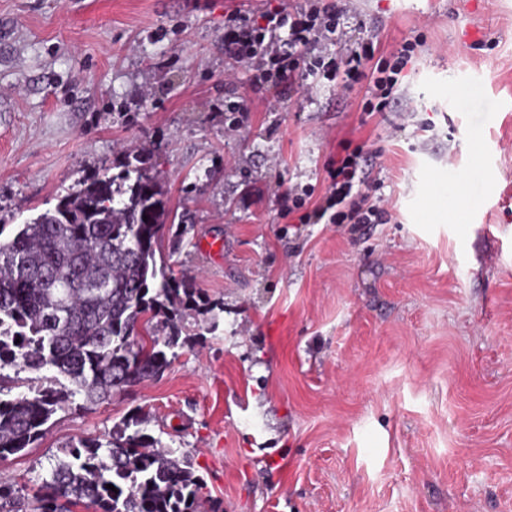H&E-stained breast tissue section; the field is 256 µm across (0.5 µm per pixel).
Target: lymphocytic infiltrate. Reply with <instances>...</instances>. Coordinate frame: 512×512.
<instances>
[{
  "label": "lymphocytic infiltrate",
  "instance_id": "obj_1",
  "mask_svg": "<svg viewBox=\"0 0 512 512\" xmlns=\"http://www.w3.org/2000/svg\"><path fill=\"white\" fill-rule=\"evenodd\" d=\"M345 13L337 0H307L298 11L270 10L256 19L243 16L236 8L224 19V53L251 72L255 90L267 91L275 100L291 97L299 77L320 73L342 78L347 88L368 79L363 111H386L395 101L394 91L406 67L425 40L419 36L405 41L388 57L379 54L374 34L348 44ZM373 168L374 156L363 148L338 155L328 166L330 184L312 209L304 210V198L291 188L279 196L282 216H296L301 224L387 223V210L371 202L365 191Z\"/></svg>",
  "mask_w": 512,
  "mask_h": 512
}]
</instances>
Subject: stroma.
Masks as SVG:
<instances>
[{
    "label": "stroma",
    "mask_w": 512,
    "mask_h": 512,
    "mask_svg": "<svg viewBox=\"0 0 512 512\" xmlns=\"http://www.w3.org/2000/svg\"><path fill=\"white\" fill-rule=\"evenodd\" d=\"M240 3L0 0V238L141 151L195 225L164 259L215 305L159 378L57 411L0 473L35 494L139 408L206 512H512V0H346L348 42L426 37L374 114L319 75L264 101L224 53ZM342 141L379 153L389 223H288L277 192L322 196Z\"/></svg>",
    "instance_id": "1"
}]
</instances>
